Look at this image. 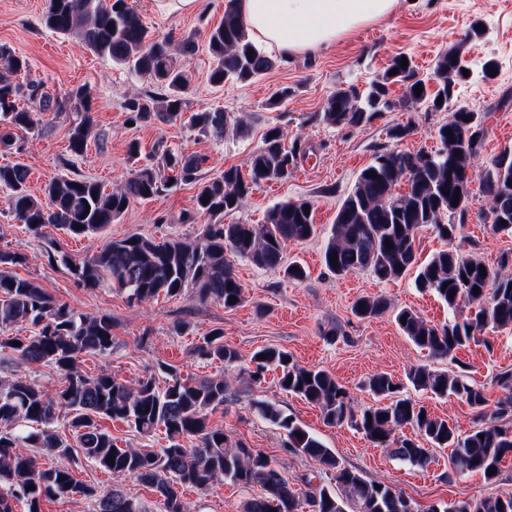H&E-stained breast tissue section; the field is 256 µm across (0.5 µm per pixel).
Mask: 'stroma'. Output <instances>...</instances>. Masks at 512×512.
Here are the masks:
<instances>
[{"label": "stroma", "mask_w": 512, "mask_h": 512, "mask_svg": "<svg viewBox=\"0 0 512 512\" xmlns=\"http://www.w3.org/2000/svg\"><path fill=\"white\" fill-rule=\"evenodd\" d=\"M129 2L154 34L170 36L176 42L194 40L193 54L183 60L191 74L184 95L188 112L224 110L241 123L242 134L213 141L197 136L182 121L129 124L126 100L155 91L154 83L92 53L74 37L46 29L42 15L48 0H0V44L28 59L30 80L39 82L42 92L53 97L78 86L86 87L91 95V134L82 156H74L68 149V128L74 115L61 112L50 116L41 130L21 133L12 151H0V165H25L28 189L36 196L42 195L45 183L56 176L87 177L110 190L137 167V159L127 152L129 142L136 140L145 155L163 144L205 156L203 174L211 178L230 166L246 168L251 154L261 147L265 132L277 126L287 139L312 145V158L301 162L288 180L253 191L223 221L261 224L275 204L307 199L313 204L320 234L286 248L287 261L299 262L308 271L307 279L301 282L232 258L246 296L236 308L227 309L214 301L199 302L189 292L137 305L110 288L77 285L66 267L49 264L47 255L52 252L83 258L101 251L111 240L133 233L194 240L201 226L183 223L182 216L193 207L195 186L178 184L153 200L132 202L105 231L78 238L51 225L45 227L43 236H32L11 211L7 190L0 188V251L23 258L22 264L10 266V273L36 279L76 312L112 318L115 345L111 354L81 356L80 370L91 376L106 371L130 383L157 372L164 363L174 366L184 378L224 376L232 399L212 415V423L222 426L231 442L240 441L270 455L293 483L302 475H316L320 466L287 452L283 431L257 414L256 402L277 405L332 448L344 466L367 480L401 491L423 510L437 503L512 493V458L503 461L501 475L494 483L478 473L456 475L446 449H432L433 461L428 468L413 467L390 457L353 427L324 424L317 406L280 389L277 371H268L258 383L243 374L256 350L277 347L288 351L299 366L328 371L360 405L374 402L364 381L374 373L385 372L402 383V396L423 401L434 415L447 418L461 431L483 426V418L465 402L453 396L438 399L417 390L407 383L406 374L418 365L450 372L463 362L468 380L481 386L490 402H497L501 390L496 376L512 370V330L486 331L450 358L430 356L403 335L394 312L410 308L439 326L449 316L443 302L431 293L418 292L409 276L382 283L367 271L331 274L323 264L322 253L339 204L377 149L393 145L413 152L437 149L435 132L447 121L450 110L462 106L490 115L481 163H489L503 150H512V111L501 109L502 103L512 104V0H398L394 13L376 24L312 54L288 59L276 56L275 67L252 82L229 80L221 85L209 80L211 57L206 36L223 19L227 0H203L196 13L165 12L157 0ZM477 26L482 27V36L470 38L471 29ZM455 45L461 48L469 75L457 86L446 110L429 112L421 105L395 107L362 126L343 130L313 120V113L322 110L337 88L367 87L392 57L408 55L422 76L428 77L438 55ZM487 61L495 66L489 78L481 72ZM286 86L292 89L288 99L280 107L268 109L270 96ZM404 124L411 125L410 135L393 140L391 130ZM471 193L470 216L456 244L461 252L479 256L495 270L503 255H512V237L494 233L485 223L489 199L481 179H473ZM374 294L386 295L391 311L369 319L356 317L352 311L355 301ZM180 320L190 324L182 335L173 330ZM217 328L224 331L225 345L238 352L239 363L227 367L196 354L198 339ZM332 328L337 329V337H328ZM74 477L102 490L121 487L143 502L148 512H164L158 493L131 477L115 476L87 463L75 468ZM259 493V487L245 488L229 481L206 491H180L184 512H242L244 502Z\"/></svg>", "instance_id": "obj_1"}]
</instances>
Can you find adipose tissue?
<instances>
[{"instance_id": "ef3b65f1", "label": "adipose tissue", "mask_w": 512, "mask_h": 512, "mask_svg": "<svg viewBox=\"0 0 512 512\" xmlns=\"http://www.w3.org/2000/svg\"><path fill=\"white\" fill-rule=\"evenodd\" d=\"M398 0H238L252 38L284 57L330 45L393 13Z\"/></svg>"}]
</instances>
